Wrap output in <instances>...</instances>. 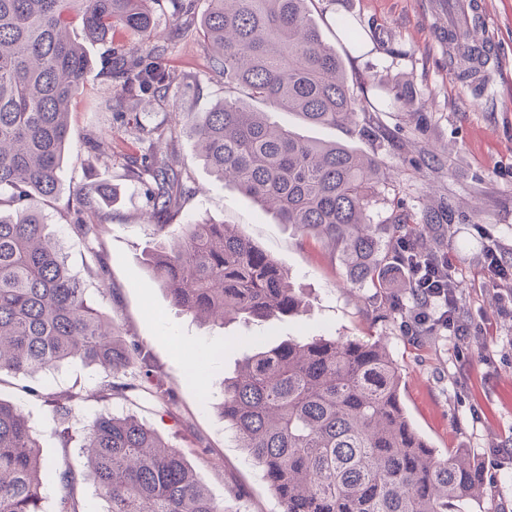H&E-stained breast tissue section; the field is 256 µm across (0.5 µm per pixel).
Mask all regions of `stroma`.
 Listing matches in <instances>:
<instances>
[{"mask_svg":"<svg viewBox=\"0 0 512 512\" xmlns=\"http://www.w3.org/2000/svg\"><path fill=\"white\" fill-rule=\"evenodd\" d=\"M449 2L310 0L311 14L324 41L342 57L354 93L372 97L382 89L386 95L382 104L358 110L347 126L311 125L279 111L270 113V120L303 139L336 141L385 165L388 177L368 209L371 223H390L402 212L419 223L425 214L456 204L454 223L431 225L426 242L458 271L459 312L471 326L463 346L437 330L407 336L403 322L414 306L409 288L349 285L338 254L325 243L280 223L197 160L187 118L209 111L225 96L224 79L212 70L199 34L208 0H192L190 11L177 17L168 6L156 11L157 30L169 46L166 62L187 78L168 95L141 101L140 120L146 129L163 133L157 150L172 158L187 189L175 223L206 219L234 225L279 263L308 305L296 315L232 320L221 327L175 308L146 263L157 240L145 217L151 183L130 180L123 169L126 160L147 153L148 144L129 136L115 119L120 103L106 77L96 70L85 78L83 94L70 106L61 190L43 210L89 301L149 355L172 401L161 405L136 393L126 400H99L104 373L77 359L32 378L0 375V399L22 410L43 458L81 474L83 512L106 508L85 477L80 451L84 425L104 411L135 416L182 449L225 512H281L217 405L222 381L233 375L253 340L272 344L292 336L382 337L401 370L403 402L416 431L441 455L471 449L484 466L489 512H512V310L487 286L481 262L484 248L495 245L512 265V0H484L501 57L484 93L454 72L448 27L463 20L449 13ZM340 17L362 28L364 48L353 49L341 38ZM91 138L111 144V163H91L86 147ZM95 181L110 184L113 200L104 207L105 222L83 236L70 220L80 187ZM29 386L57 396L80 394L69 446L55 435L46 403L26 394Z\"/></svg>","mask_w":512,"mask_h":512,"instance_id":"obj_1","label":"stroma"}]
</instances>
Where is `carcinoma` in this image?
I'll list each match as a JSON object with an SVG mask.
<instances>
[{
  "label": "carcinoma",
  "instance_id": "cac0c4a2",
  "mask_svg": "<svg viewBox=\"0 0 512 512\" xmlns=\"http://www.w3.org/2000/svg\"><path fill=\"white\" fill-rule=\"evenodd\" d=\"M160 0H0V373L53 370L71 359L101 368L97 398H128L137 385L116 378L145 355L86 299L48 231L43 205L58 191L69 143V107L95 61L67 33L76 21L90 43L112 44L120 26L151 47L107 54L102 70L117 84L120 117L132 137H152L141 100L187 78L165 62L152 3ZM201 23L213 69L230 96L189 118L200 160L279 223L341 254L348 281L380 287L391 267L371 197L386 172L376 159L337 143L272 128L244 99L298 114L312 125L343 126L357 112L342 57L325 44L307 0H209ZM126 177L155 184L153 218L179 212L185 188L163 155L125 165ZM107 187L79 189L76 232L99 221ZM148 263L172 302L192 317L270 319L299 313L304 294L279 264L229 224H159ZM402 376L373 337H290L245 356L224 379L221 414L237 447L262 471L282 512H460L486 494L473 453L440 456L411 427L400 401ZM62 445L72 439V397L44 396ZM22 411L0 400V512H46L43 481L64 494L55 512H83L78 476L40 458ZM105 512H224L185 453L134 416L98 414L80 447Z\"/></svg>",
  "mask_w": 512,
  "mask_h": 512
}]
</instances>
